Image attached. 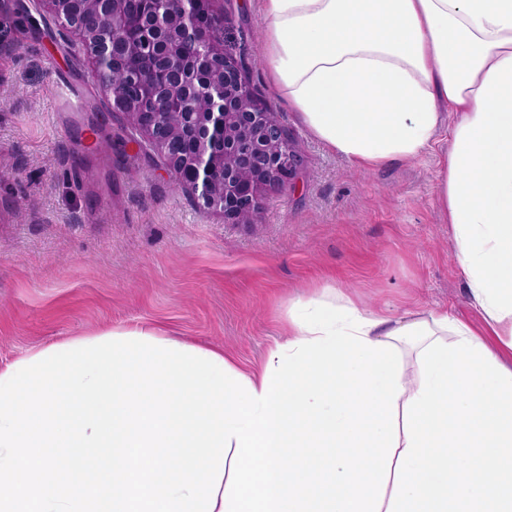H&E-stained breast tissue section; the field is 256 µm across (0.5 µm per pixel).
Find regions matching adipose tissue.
<instances>
[{
	"label": "adipose tissue",
	"mask_w": 512,
	"mask_h": 512,
	"mask_svg": "<svg viewBox=\"0 0 512 512\" xmlns=\"http://www.w3.org/2000/svg\"><path fill=\"white\" fill-rule=\"evenodd\" d=\"M269 76L358 167L411 161L456 115L438 202L478 321H400L326 289L402 354L380 512H512V0H261Z\"/></svg>",
	"instance_id": "1"
}]
</instances>
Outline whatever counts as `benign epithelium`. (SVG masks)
I'll return each instance as SVG.
<instances>
[{
  "label": "benign epithelium",
  "instance_id": "obj_1",
  "mask_svg": "<svg viewBox=\"0 0 512 512\" xmlns=\"http://www.w3.org/2000/svg\"><path fill=\"white\" fill-rule=\"evenodd\" d=\"M82 50L123 118L198 209L247 222L297 174L299 149L246 78L253 49L224 42L222 0H31Z\"/></svg>",
  "mask_w": 512,
  "mask_h": 512
}]
</instances>
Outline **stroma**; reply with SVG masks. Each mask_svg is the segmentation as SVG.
Listing matches in <instances>:
<instances>
[{"label":"stroma","mask_w":512,"mask_h":512,"mask_svg":"<svg viewBox=\"0 0 512 512\" xmlns=\"http://www.w3.org/2000/svg\"><path fill=\"white\" fill-rule=\"evenodd\" d=\"M225 8L262 55L259 0ZM248 77L301 166L235 223L175 189L126 122L88 126L106 102L86 61L0 0L1 369L44 344L141 326L251 366L278 340L290 300L326 286L398 318L477 320L437 202L453 117L420 158L358 168L288 110L265 60Z\"/></svg>","instance_id":"obj_1"}]
</instances>
